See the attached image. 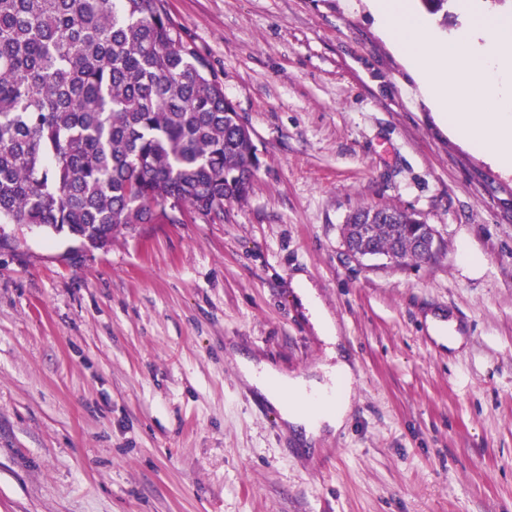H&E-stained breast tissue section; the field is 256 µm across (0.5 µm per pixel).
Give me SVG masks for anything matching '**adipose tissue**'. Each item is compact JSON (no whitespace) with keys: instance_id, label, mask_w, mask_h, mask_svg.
<instances>
[{"instance_id":"1","label":"adipose tissue","mask_w":512,"mask_h":512,"mask_svg":"<svg viewBox=\"0 0 512 512\" xmlns=\"http://www.w3.org/2000/svg\"><path fill=\"white\" fill-rule=\"evenodd\" d=\"M292 286L328 346L329 363L321 365L319 375L296 377L243 356L238 363L244 381L279 411L291 432L312 445L325 434L344 428L352 405L355 372L334 318L320 304L305 275H296Z\"/></svg>"}]
</instances>
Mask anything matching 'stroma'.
I'll return each instance as SVG.
<instances>
[{
	"instance_id": "35a3bbf8",
	"label": "stroma",
	"mask_w": 512,
	"mask_h": 512,
	"mask_svg": "<svg viewBox=\"0 0 512 512\" xmlns=\"http://www.w3.org/2000/svg\"><path fill=\"white\" fill-rule=\"evenodd\" d=\"M166 7L253 131V186L102 248L5 225L0 512H512V168L441 125L367 0ZM384 203L435 259L348 256V215ZM298 273L357 364L311 451L235 359L325 362Z\"/></svg>"
}]
</instances>
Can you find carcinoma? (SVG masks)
<instances>
[{"mask_svg": "<svg viewBox=\"0 0 512 512\" xmlns=\"http://www.w3.org/2000/svg\"><path fill=\"white\" fill-rule=\"evenodd\" d=\"M421 5L446 25L456 0ZM257 166L252 132L165 0H0V224L95 247L169 208L218 217ZM374 211L357 245L430 259L412 212L365 206L347 224Z\"/></svg>", "mask_w": 512, "mask_h": 512, "instance_id": "obj_1", "label": "carcinoma"}]
</instances>
